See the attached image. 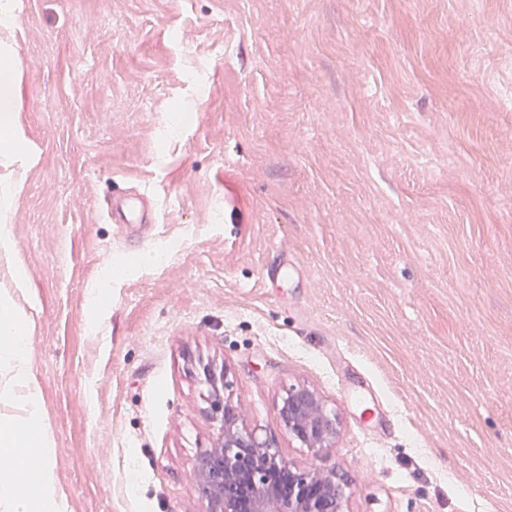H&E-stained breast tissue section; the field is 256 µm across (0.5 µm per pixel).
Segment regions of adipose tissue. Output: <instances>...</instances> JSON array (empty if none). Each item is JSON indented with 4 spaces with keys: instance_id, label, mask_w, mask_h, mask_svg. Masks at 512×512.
I'll use <instances>...</instances> for the list:
<instances>
[{
    "instance_id": "ef3b65f1",
    "label": "adipose tissue",
    "mask_w": 512,
    "mask_h": 512,
    "mask_svg": "<svg viewBox=\"0 0 512 512\" xmlns=\"http://www.w3.org/2000/svg\"><path fill=\"white\" fill-rule=\"evenodd\" d=\"M23 67L11 52L0 56V163L10 164L28 145L16 112Z\"/></svg>"
}]
</instances>
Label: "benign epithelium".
Segmentation results:
<instances>
[{
    "instance_id": "benign-epithelium-1",
    "label": "benign epithelium",
    "mask_w": 512,
    "mask_h": 512,
    "mask_svg": "<svg viewBox=\"0 0 512 512\" xmlns=\"http://www.w3.org/2000/svg\"><path fill=\"white\" fill-rule=\"evenodd\" d=\"M209 413L217 424L213 446L203 451L193 483L205 512H341L343 485L331 469H300L279 450L240 427L226 394L227 372L201 365ZM281 424L289 437L319 456L334 447L336 417L312 390L292 386L282 399Z\"/></svg>"
}]
</instances>
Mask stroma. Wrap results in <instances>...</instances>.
<instances>
[{"instance_id": "1", "label": "stroma", "mask_w": 512, "mask_h": 512, "mask_svg": "<svg viewBox=\"0 0 512 512\" xmlns=\"http://www.w3.org/2000/svg\"><path fill=\"white\" fill-rule=\"evenodd\" d=\"M12 9L35 158L0 181L73 512H204L201 361L245 428L346 479L343 512H512V0ZM117 187L152 199L146 239ZM292 385L338 417L321 457L282 428ZM109 214L112 223L125 225L131 230L130 241L140 238L141 230L157 221L151 200L143 193L126 188L112 192V211Z\"/></svg>"}]
</instances>
